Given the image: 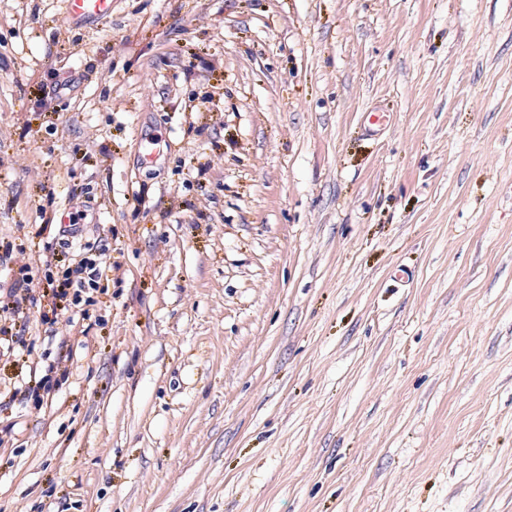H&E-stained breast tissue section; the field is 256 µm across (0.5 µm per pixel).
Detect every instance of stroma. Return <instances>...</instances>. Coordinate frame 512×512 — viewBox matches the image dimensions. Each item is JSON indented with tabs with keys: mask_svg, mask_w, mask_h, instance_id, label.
Masks as SVG:
<instances>
[{
	"mask_svg": "<svg viewBox=\"0 0 512 512\" xmlns=\"http://www.w3.org/2000/svg\"><path fill=\"white\" fill-rule=\"evenodd\" d=\"M52 252L0 512H512V0H0V289ZM113 0H63L70 24L83 26L112 15ZM40 263L45 266V279L47 288L52 291L54 298H67L69 296L70 304L78 306L82 303L81 293L85 288L96 290L102 277H108V272H112V267L107 266L105 262L99 264L86 263L80 264L75 268L67 267L62 272V279H53L51 276L52 260L46 256L45 259L40 260ZM87 285V286H86ZM73 289L70 298V290Z\"/></svg>",
	"mask_w": 512,
	"mask_h": 512,
	"instance_id": "stroma-1",
	"label": "stroma"
}]
</instances>
